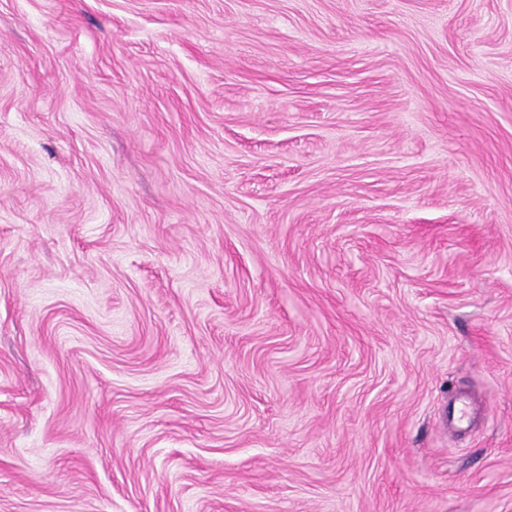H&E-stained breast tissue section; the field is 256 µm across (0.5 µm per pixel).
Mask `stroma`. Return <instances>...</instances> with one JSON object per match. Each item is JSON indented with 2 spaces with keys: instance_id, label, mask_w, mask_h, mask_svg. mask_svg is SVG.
Here are the masks:
<instances>
[{
  "instance_id": "35a3bbf8",
  "label": "stroma",
  "mask_w": 512,
  "mask_h": 512,
  "mask_svg": "<svg viewBox=\"0 0 512 512\" xmlns=\"http://www.w3.org/2000/svg\"><path fill=\"white\" fill-rule=\"evenodd\" d=\"M0 512H512V0H0Z\"/></svg>"
}]
</instances>
